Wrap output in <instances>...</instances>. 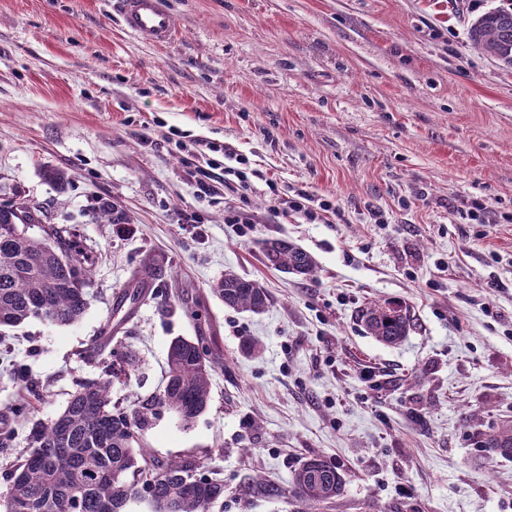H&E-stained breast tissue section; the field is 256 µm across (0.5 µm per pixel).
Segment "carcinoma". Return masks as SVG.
Returning a JSON list of instances; mask_svg holds the SVG:
<instances>
[{
    "mask_svg": "<svg viewBox=\"0 0 512 512\" xmlns=\"http://www.w3.org/2000/svg\"><path fill=\"white\" fill-rule=\"evenodd\" d=\"M472 45L512 66V0L485 12L469 29ZM41 222L37 209L24 202L0 204V342L1 330L31 319L55 325L78 322L92 294L87 257L53 224L42 234H28V225ZM266 262L285 273L313 278V257L286 238L263 243ZM156 264L144 261L116 308L147 295ZM213 296L235 311L261 314L269 297L258 280L227 271L210 288ZM365 333L397 346L412 329L408 306L400 301L372 300L359 311ZM112 328H103L99 350L109 351L101 377L78 385L64 410L34 427L27 436L31 448L15 465L3 512H127L128 504L147 498L154 512H210L224 498V480L217 473L197 471L191 462L151 457L140 431L162 410L176 412L189 424L208 407L214 368L211 348L201 336H177L167 351L164 384L148 401L133 408L112 401V385L137 366L136 356L112 347ZM484 447L512 455V425L486 435ZM340 470L320 457H310L292 472L289 487L255 481L248 491L260 496L291 495L298 512H318L342 491Z\"/></svg>",
    "mask_w": 512,
    "mask_h": 512,
    "instance_id": "obj_1",
    "label": "carcinoma"
}]
</instances>
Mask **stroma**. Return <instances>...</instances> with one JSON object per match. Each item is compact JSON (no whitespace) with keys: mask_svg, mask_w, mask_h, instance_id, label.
<instances>
[{"mask_svg":"<svg viewBox=\"0 0 512 512\" xmlns=\"http://www.w3.org/2000/svg\"><path fill=\"white\" fill-rule=\"evenodd\" d=\"M165 3L178 37L161 45L127 32L112 0H0V203L70 229L94 295L76 324L10 333L0 408L37 404L0 452V499L32 424L99 376L110 323L140 358L112 388L126 405L160 388L173 337L206 336L207 410L187 426L161 412L144 443L220 472L211 512H298L243 486L287 485L313 455L346 480L322 512H512V457L481 445L512 420V67L468 37L499 0ZM202 141L246 159L247 204L224 187L198 197ZM271 180L331 195L338 215L274 216ZM273 238L307 250L316 279L268 267ZM150 255L152 293L125 315L116 300ZM228 270L267 288L263 314L210 294ZM388 298L415 323L396 347L357 320Z\"/></svg>","mask_w":512,"mask_h":512,"instance_id":"stroma-1","label":"stroma"}]
</instances>
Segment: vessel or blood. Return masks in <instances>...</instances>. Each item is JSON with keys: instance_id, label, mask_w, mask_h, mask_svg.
Wrapping results in <instances>:
<instances>
[{"instance_id": "vessel-or-blood-1", "label": "vessel or blood", "mask_w": 512, "mask_h": 512, "mask_svg": "<svg viewBox=\"0 0 512 512\" xmlns=\"http://www.w3.org/2000/svg\"><path fill=\"white\" fill-rule=\"evenodd\" d=\"M112 7L126 29L141 39L166 44L176 37V20L163 0H113Z\"/></svg>"}]
</instances>
